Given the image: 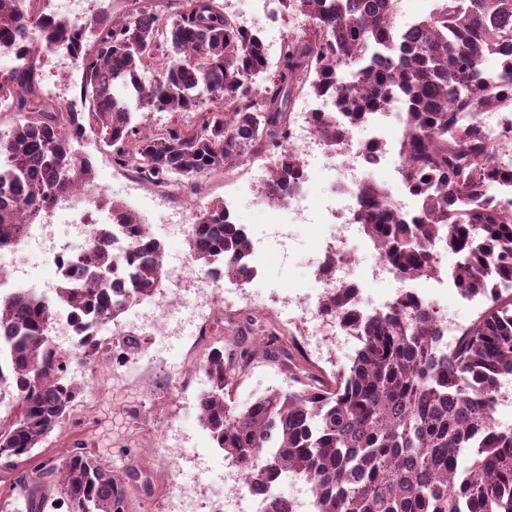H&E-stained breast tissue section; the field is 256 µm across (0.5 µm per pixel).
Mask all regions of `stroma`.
<instances>
[{"label":"stroma","mask_w":512,"mask_h":512,"mask_svg":"<svg viewBox=\"0 0 512 512\" xmlns=\"http://www.w3.org/2000/svg\"><path fill=\"white\" fill-rule=\"evenodd\" d=\"M80 152L92 162L94 181L100 184L104 196L122 204L141 223L150 225L152 235L164 248L165 257L190 254L185 236L170 235L166 227L154 221L160 209L199 210L211 203L224 200L227 191H234L241 223L264 224L269 220L266 209L256 203L258 176L256 159L249 158L232 167L205 177L197 192H178L149 183L130 169L114 164L112 149L94 132H86ZM304 240L302 249L282 260L268 257L264 279L276 284L278 293L310 292L316 286L315 276L307 264V255L316 243L313 227L300 230ZM417 291L421 296L434 297L440 305L448 307L459 320L471 322L483 307L482 300L468 301L456 288L432 287L426 278H418ZM259 317L267 332L273 333L275 342L271 352H256L247 369L237 376L231 392V404L241 408L264 392L288 389L293 378L333 387L334 374L339 367L349 366L355 346L344 348L330 346L322 355L311 354L303 345L295 327L282 325L272 313L254 314L245 307L236 312L215 310L211 321L219 331L210 337L207 345L185 347L182 356L163 354L161 368L138 365L143 348L149 347L150 336L133 326L132 314H124L118 334L111 341L124 351L128 364L134 370L128 375L112 372L111 356L99 353L89 364L72 363L77 376H86L88 366H96L97 374L88 378L83 393L73 412V419L62 424L32 452L33 463L57 462L69 450L74 440H83L106 464L118 473L132 472L139 478L149 479L148 492L137 493L131 512H143L144 504H151L154 512H161L163 499L170 479L169 460L163 455L166 434H173L186 448H204L208 451L210 465L217 470L227 464L224 453L216 448L209 431L200 419H183L179 414L182 405L191 403L199 393L198 387L182 388L177 400L164 398V391L194 376L203 362L204 354L211 348H223L225 354L236 356L241 348L252 347L257 336L251 331L250 320Z\"/></svg>","instance_id":"stroma-1"}]
</instances>
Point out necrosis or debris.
I'll use <instances>...</instances> for the list:
<instances>
[{"instance_id": "4bbe7bcc", "label": "necrosis or debris", "mask_w": 512, "mask_h": 512, "mask_svg": "<svg viewBox=\"0 0 512 512\" xmlns=\"http://www.w3.org/2000/svg\"><path fill=\"white\" fill-rule=\"evenodd\" d=\"M387 132L379 113H372L356 133L338 151L326 148L323 139L311 119L288 132L286 146L297 152L302 159V176L293 186L285 201L267 202L271 227L253 225L247 233L251 249L245 257L252 278L260 277V263L265 255L277 251L282 255L301 246L300 229L305 224L320 221L319 246L312 251L310 261L316 268L318 286L311 293H297L282 297L277 318L287 320L300 316L308 336L315 347L338 341L342 326L325 310V298L339 288H362L364 282H384L394 286L397 292L410 291L409 282L402 280L391 263L382 256H374L367 270H360L356 257L347 247L359 227L353 222L358 208L355 185L351 178L358 169L383 168L393 157L386 149ZM377 144L375 154H368V144ZM343 168L349 183L334 188L329 195L317 198L312 194L320 173ZM115 218L101 210L80 216L75 233L62 246L52 241V227L48 224H26L21 238L33 252L46 255L54 266H61L64 258L91 251L92 224H111ZM174 300L172 303L141 313L140 319L151 336L192 339L196 327L184 320L186 310L196 312L213 309L215 305H229L251 298L250 280H238L224 276L191 275L189 266L177 268L175 273ZM170 512H246L245 502H257L260 512H265L276 494L272 487L247 484L237 465H228L219 481L199 487H188L171 481L168 488Z\"/></svg>"}]
</instances>
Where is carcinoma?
<instances>
[{"label": "carcinoma", "mask_w": 512, "mask_h": 512, "mask_svg": "<svg viewBox=\"0 0 512 512\" xmlns=\"http://www.w3.org/2000/svg\"><path fill=\"white\" fill-rule=\"evenodd\" d=\"M45 2L0 0V50L15 59L0 68V107L17 115L0 132V252L18 246L23 219L76 200L92 180L89 159L73 148L88 127L113 147L116 165L194 190L277 145L301 95L329 98L331 113L312 119L333 149L369 113H398V172L416 211L363 181L356 222L404 279L431 272L435 249L455 253L454 287L482 296L485 307L448 353L423 300L403 293L361 315L355 293L341 288L326 310L354 327L358 348L334 388L270 390L237 412L226 401L235 374L216 349L203 365L202 422L248 483L261 486L286 468L311 485L318 512H512V428H497L493 417L499 381L512 376V210L504 207L512 204V159L495 156L479 122L488 110L512 113V0H434L411 28L397 26L399 0H277L308 26L284 42L270 87L256 83L268 69L261 37L218 0H170L120 21L96 11L77 25L54 18ZM52 46L69 48L83 68L80 112L36 87ZM149 112H196L198 121L154 129L142 121ZM300 170L299 157L284 153L264 189L285 198ZM109 209L119 215L124 252L113 253L110 226L96 225L91 266L84 257L68 262L57 288L87 356L101 347L90 329L117 323L166 277L163 247L147 226L119 203ZM192 224L199 271L250 276L240 257L251 243L225 229L224 203L196 211ZM52 328L37 292L0 295V396L18 405L15 417L0 420L5 467L31 458L84 390ZM271 440L281 453L264 458ZM32 471L15 478L0 512H44L37 492L53 484L69 512H129L133 483L81 440L60 463Z\"/></svg>", "instance_id": "obj_1"}]
</instances>
